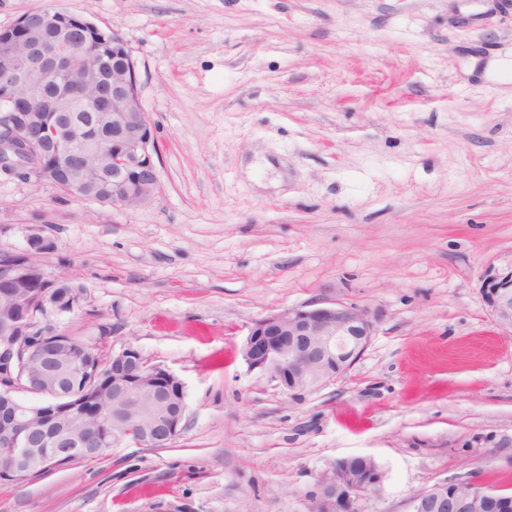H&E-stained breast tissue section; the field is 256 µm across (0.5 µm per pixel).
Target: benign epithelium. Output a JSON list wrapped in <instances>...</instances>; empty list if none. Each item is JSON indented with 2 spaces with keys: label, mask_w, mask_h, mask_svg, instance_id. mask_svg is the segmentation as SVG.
<instances>
[{
  "label": "benign epithelium",
  "mask_w": 512,
  "mask_h": 512,
  "mask_svg": "<svg viewBox=\"0 0 512 512\" xmlns=\"http://www.w3.org/2000/svg\"><path fill=\"white\" fill-rule=\"evenodd\" d=\"M54 23L50 12L36 10L11 27L0 29V170L25 175L37 184L55 178L58 171H80L84 178L101 179L112 174V206L135 208L151 201L158 192V175L153 159L155 127L144 111L137 81L136 65L131 50L122 37L112 32V52L117 64L112 67V146L106 149L104 163L93 174L84 172L85 155L100 150L83 141L81 123L71 118V111L82 102L81 84L70 82L64 75L83 65L95 70V58L89 54L75 59L74 51L83 46V38L100 27L78 17L71 27L67 42L48 41L46 28ZM22 87L26 96L13 97V90ZM50 98L57 123L43 126L36 139L27 134L38 122L33 107ZM44 236L39 232L27 238V247L20 252L5 251L0 255V284L9 288L14 313L0 316L3 336L30 335L44 325L29 315L30 298L27 283L41 277L52 283L59 278L45 269H34L31 258ZM481 288L485 303L495 324L512 335V267L488 268ZM376 313L367 308L340 300H321L277 310L255 320L248 327L242 356L249 370H257L275 382L282 392L295 395L312 387L331 382L344 375L360 358L375 333ZM70 350L67 344L45 345L32 353L39 360L41 375L34 385L54 394L60 393L56 363ZM48 415L13 396L0 405V435L16 448L19 456L33 449H49L53 457L77 459L93 451L80 430L75 429L63 439L49 436L43 429ZM185 410L173 416L168 428L147 434L141 445L161 448L169 444L182 426ZM383 473L370 466L369 458L340 459L323 472L308 502L317 512H350L353 500L380 490ZM467 485L477 499H486L489 512H512V498L498 493L473 477L453 479L417 492L411 499L412 512H423L434 504L437 512H464L466 501L457 494Z\"/></svg>",
  "instance_id": "obj_1"
}]
</instances>
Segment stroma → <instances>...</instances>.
Returning <instances> with one entry per match:
<instances>
[{"label": "stroma", "mask_w": 512, "mask_h": 512, "mask_svg": "<svg viewBox=\"0 0 512 512\" xmlns=\"http://www.w3.org/2000/svg\"><path fill=\"white\" fill-rule=\"evenodd\" d=\"M63 9L117 30L156 127L135 209L0 173V250L33 229L87 289L60 330L112 328L178 376L165 448L0 483V512H306L369 457L357 512H410L451 479L512 491V335L481 281L512 264L507 0H0V29ZM374 311L343 376L291 396L249 370L248 326L302 303ZM382 481V471L370 466L368 457L340 459L319 476L316 489L308 496L307 507L313 502L317 512H349L354 499L379 491Z\"/></svg>", "instance_id": "stroma-1"}]
</instances>
